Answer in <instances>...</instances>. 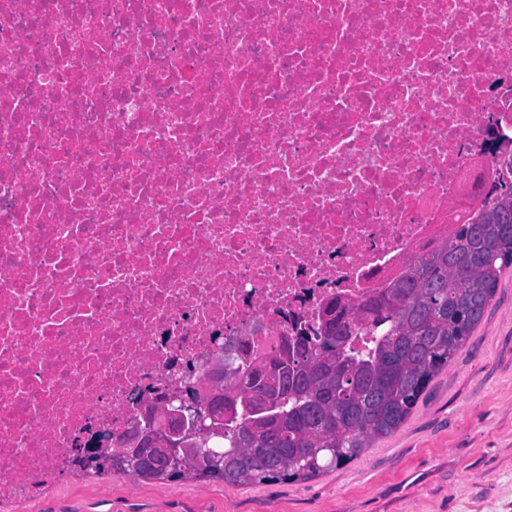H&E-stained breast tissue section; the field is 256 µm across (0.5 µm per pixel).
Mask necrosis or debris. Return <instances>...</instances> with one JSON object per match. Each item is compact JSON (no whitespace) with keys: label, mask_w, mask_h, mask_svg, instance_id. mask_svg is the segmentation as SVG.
<instances>
[{"label":"necrosis or debris","mask_w":512,"mask_h":512,"mask_svg":"<svg viewBox=\"0 0 512 512\" xmlns=\"http://www.w3.org/2000/svg\"><path fill=\"white\" fill-rule=\"evenodd\" d=\"M510 184L512 0H0V502Z\"/></svg>","instance_id":"obj_1"}]
</instances>
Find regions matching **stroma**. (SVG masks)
Masks as SVG:
<instances>
[{
  "label": "stroma",
  "mask_w": 512,
  "mask_h": 512,
  "mask_svg": "<svg viewBox=\"0 0 512 512\" xmlns=\"http://www.w3.org/2000/svg\"><path fill=\"white\" fill-rule=\"evenodd\" d=\"M1 512H512V266L407 419L344 465L237 487L77 474Z\"/></svg>",
  "instance_id": "1"
}]
</instances>
